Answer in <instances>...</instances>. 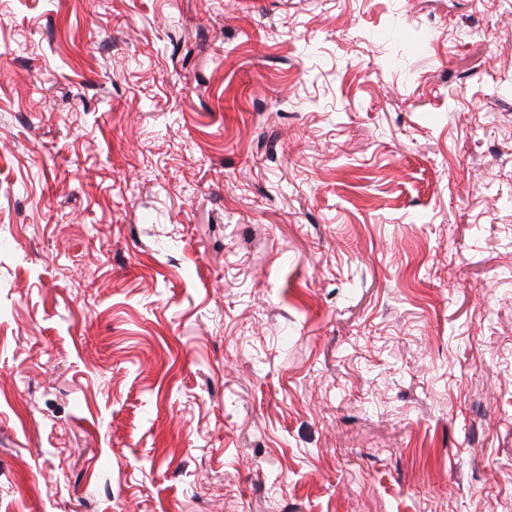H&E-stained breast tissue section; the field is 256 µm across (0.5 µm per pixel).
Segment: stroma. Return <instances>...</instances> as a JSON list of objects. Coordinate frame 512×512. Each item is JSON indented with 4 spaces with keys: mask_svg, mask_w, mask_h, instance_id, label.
I'll return each instance as SVG.
<instances>
[{
    "mask_svg": "<svg viewBox=\"0 0 512 512\" xmlns=\"http://www.w3.org/2000/svg\"><path fill=\"white\" fill-rule=\"evenodd\" d=\"M0 512H512V0H0Z\"/></svg>",
    "mask_w": 512,
    "mask_h": 512,
    "instance_id": "stroma-1",
    "label": "stroma"
}]
</instances>
